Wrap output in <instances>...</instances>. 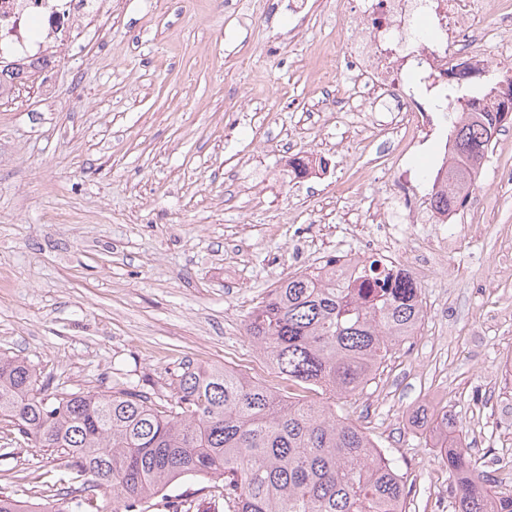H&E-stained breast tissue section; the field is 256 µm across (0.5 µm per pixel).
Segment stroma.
I'll use <instances>...</instances> for the list:
<instances>
[{"label": "stroma", "instance_id": "1", "mask_svg": "<svg viewBox=\"0 0 512 512\" xmlns=\"http://www.w3.org/2000/svg\"><path fill=\"white\" fill-rule=\"evenodd\" d=\"M118 0L49 90L0 101V353L37 385L169 394L191 364L225 365L287 392L245 324L290 276L378 235L402 169L432 183L448 124L404 157L337 122L350 53L335 14L307 0ZM94 53L93 65L81 58ZM304 158L321 177H296ZM480 229L449 225L442 267L417 275L423 318L337 415L359 424L407 479L406 512H455V485L421 410L448 412L480 470H512V184L490 191ZM65 457L0 424V493L37 502L65 488Z\"/></svg>", "mask_w": 512, "mask_h": 512}]
</instances>
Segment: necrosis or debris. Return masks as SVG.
Listing matches in <instances>:
<instances>
[{
  "instance_id": "necrosis-or-debris-1",
  "label": "necrosis or debris",
  "mask_w": 512,
  "mask_h": 512,
  "mask_svg": "<svg viewBox=\"0 0 512 512\" xmlns=\"http://www.w3.org/2000/svg\"><path fill=\"white\" fill-rule=\"evenodd\" d=\"M485 9V0H336L352 42L353 68L343 98L353 100L362 89L371 90L396 132L392 148L398 155L433 138L436 90L466 87L487 68V36L469 25ZM111 14L112 0H0V49L19 59L22 73L47 77L63 61L61 47L81 40L85 20ZM423 20L430 35L420 33ZM419 190L408 169L394 183L401 227H429L422 267L430 270L448 252L447 226L458 213L426 211Z\"/></svg>"
}]
</instances>
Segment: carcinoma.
<instances>
[{
    "instance_id": "carcinoma-1",
    "label": "carcinoma",
    "mask_w": 512,
    "mask_h": 512,
    "mask_svg": "<svg viewBox=\"0 0 512 512\" xmlns=\"http://www.w3.org/2000/svg\"><path fill=\"white\" fill-rule=\"evenodd\" d=\"M512 112L497 106L449 126L450 192L431 196L439 211L474 187L482 161ZM358 285L329 261L291 276L255 307L246 333L277 377L330 398L354 396L423 318L411 276L394 278L369 257ZM34 369L0 354V424L38 448L69 459L85 494L39 503L0 494V512H100L97 490L112 491V512H145L186 478H203L224 512H406L403 475L358 424L324 399L288 393L227 366L186 368L169 398L126 387L110 395L36 388ZM455 482L457 512H512V492H494L476 469L448 413L426 417Z\"/></svg>"
}]
</instances>
